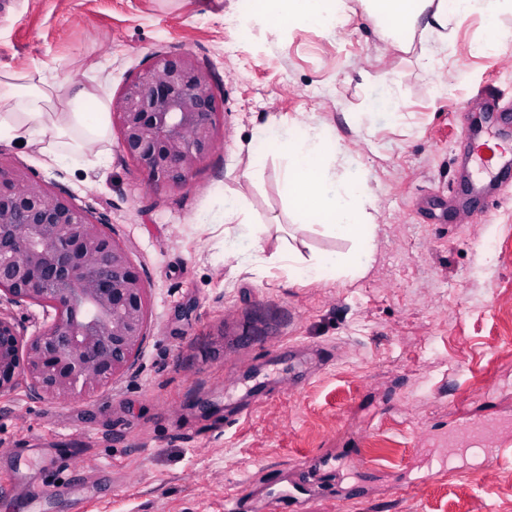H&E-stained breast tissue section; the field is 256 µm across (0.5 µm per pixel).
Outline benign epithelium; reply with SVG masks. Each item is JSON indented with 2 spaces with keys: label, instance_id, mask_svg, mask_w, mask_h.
<instances>
[{
  "label": "benign epithelium",
  "instance_id": "1",
  "mask_svg": "<svg viewBox=\"0 0 512 512\" xmlns=\"http://www.w3.org/2000/svg\"><path fill=\"white\" fill-rule=\"evenodd\" d=\"M219 92L191 55L155 56L112 99L123 151L154 182L182 184L217 145ZM107 224L65 189L0 163V301L52 309L26 340L0 312V395L24 376L40 398L73 399L139 357L147 288L126 248L105 245Z\"/></svg>",
  "mask_w": 512,
  "mask_h": 512
}]
</instances>
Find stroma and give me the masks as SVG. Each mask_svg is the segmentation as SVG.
Segmentation results:
<instances>
[{
    "label": "stroma",
    "mask_w": 512,
    "mask_h": 512,
    "mask_svg": "<svg viewBox=\"0 0 512 512\" xmlns=\"http://www.w3.org/2000/svg\"><path fill=\"white\" fill-rule=\"evenodd\" d=\"M250 0H0V74L58 68L114 98L158 52L216 74V149L180 186L148 184L110 126L101 154L48 165L0 141V161L68 189L106 217L147 288L134 365L74 400L0 395V476L27 475L0 512H224L234 490L322 477L304 512H512V465L453 455L437 477L428 438L463 420L512 421V182L485 213L455 206L464 130L488 98L512 105V38L448 26L439 95L421 67L430 35L392 41L357 8L340 30L231 24ZM398 113L373 107L388 83ZM316 116L363 164L374 199L364 277L232 267L224 235L264 256L345 254L354 241L291 223L272 123ZM238 196L260 239L225 225Z\"/></svg>",
    "instance_id": "35a3bbf8"
}]
</instances>
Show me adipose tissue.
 I'll list each match as a JSON object with an SVG mask.
<instances>
[{
  "label": "adipose tissue",
  "mask_w": 512,
  "mask_h": 512,
  "mask_svg": "<svg viewBox=\"0 0 512 512\" xmlns=\"http://www.w3.org/2000/svg\"><path fill=\"white\" fill-rule=\"evenodd\" d=\"M369 15L392 31L423 30L437 35L447 47L451 19L480 14L488 29L487 54L498 51L507 31L501 24L512 12V0H362ZM353 12L349 0H288L279 22L317 23L332 31L345 26ZM60 74L38 78L15 74L0 77V140L37 144L51 164L77 160L104 141L109 126V105L94 87L68 88ZM67 88L62 110L51 106V92ZM274 153L286 165L282 181L293 203L297 225L319 224L349 237L374 232L373 217L366 209L363 174L350 163L340 144H327L317 123L283 124L271 142ZM372 263L368 250L346 254L324 253L307 266L319 274L331 270L352 278L364 276Z\"/></svg>",
  "instance_id": "ef3b65f1"
}]
</instances>
